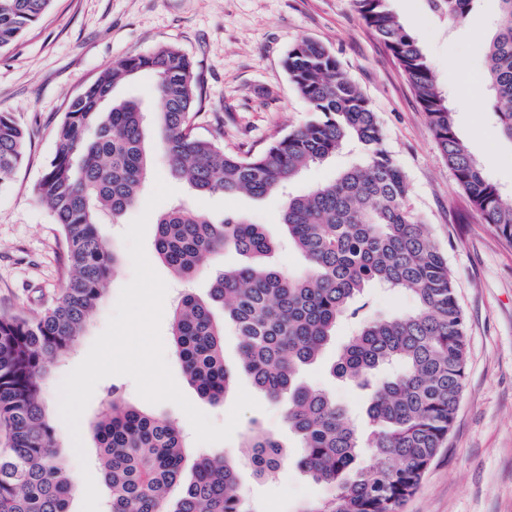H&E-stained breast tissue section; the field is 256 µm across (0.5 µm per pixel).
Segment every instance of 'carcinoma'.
Returning <instances> with one entry per match:
<instances>
[{"instance_id":"carcinoma-1","label":"carcinoma","mask_w":512,"mask_h":512,"mask_svg":"<svg viewBox=\"0 0 512 512\" xmlns=\"http://www.w3.org/2000/svg\"><path fill=\"white\" fill-rule=\"evenodd\" d=\"M480 0H427L430 12L464 23ZM497 23L479 39L488 62L497 129L512 144V0H494ZM371 32L397 60L425 112L435 144L485 223L512 242L506 201L457 134L450 99L430 60L392 12L389 0H351ZM52 0H0V49L37 22ZM283 67L306 101L310 119L258 154L224 147L221 132H195L206 94L190 58L173 45L112 64L70 102L58 149L38 195L66 243L67 282L36 319L0 315V512H70L75 485L57 452L42 400L48 364L71 351L103 299L117 255L98 232L106 216L121 221L135 204L149 161L144 112L113 91L148 74L160 109L154 120L170 175L203 194L263 198L283 191L302 171L349 144L361 158L325 184L290 197L282 224L306 264L296 274L254 264L220 273L209 300L185 293L172 317V338L189 383L211 403L243 374L271 401L300 443L298 468L327 485L326 498L299 512H400L448 440L466 380V319L447 255L407 207L410 184L385 146L376 112L321 43L303 39ZM26 148L23 129L0 113V184ZM228 248L248 258L271 252L264 228L239 213L219 220L183 208L158 217L154 249L182 280L201 261ZM372 287L412 296L414 309L388 317L362 315ZM224 307V323L212 308ZM351 320L355 328L330 367L332 376L366 394L353 418L328 389L298 382ZM238 336L240 364H224V327ZM109 491L108 512H256L239 491L238 462L200 454L187 466L186 438L167 420L107 401L91 425ZM242 458L270 479L288 460L272 434L251 427ZM191 476H186V468ZM178 488L179 496L169 499Z\"/></svg>"}]
</instances>
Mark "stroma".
<instances>
[{"mask_svg":"<svg viewBox=\"0 0 512 512\" xmlns=\"http://www.w3.org/2000/svg\"><path fill=\"white\" fill-rule=\"evenodd\" d=\"M405 29L429 58L437 81L451 94L456 130L468 143L487 177L512 195V146L496 135L494 100L484 85L485 61L477 42L493 26L492 0H479L468 21L451 28L428 10L426 0H391ZM330 49L370 102L385 142L411 186L409 208L425 224L448 255V268L466 316L469 337L465 387L446 448L431 464L402 512H512V243L484 223L457 185L438 151L425 113L397 61L367 29L350 0H54L51 9L12 45L0 50V112L9 113L26 133V151L12 179L0 186V314L36 315L61 292L68 270L59 224L37 196L38 184L57 151V130L67 106L113 62L146 54L162 44L179 47L204 81L207 116L197 131L214 132V119L224 123V144L254 153L273 138L303 125L308 106L297 94L282 66L301 39ZM152 168L139 203L126 214L136 218L156 182L171 184L174 196L158 205L201 211L213 218L236 212L264 225L279 246L266 265L286 273L303 265L288 245L280 222L285 199L270 195H202L188 183L171 179L163 144L153 125H145ZM357 160L347 147L327 161L305 168L292 185L299 194L333 179ZM123 225H100L120 261L105 297L90 317L75 348L49 366L43 402L59 452L72 477L81 474L72 438L58 411V386L86 356L104 330L119 293L133 276L121 238ZM147 259L165 281L160 332L172 375L185 396L218 424L224 423L239 390L259 403L244 412L230 441L198 444V453L239 458L244 432L259 426L275 434L289 454L298 442L288 431L285 407L268 402L247 376L223 401L212 404L188 382L172 343L171 322L179 292L189 289L208 299L214 278L244 259L227 251L207 259L189 284H182L161 262L153 247ZM335 346L307 367L304 381L332 389L339 401L360 409L361 393L334 381L330 365ZM119 399L172 420L185 435L193 430L175 404H153L138 395L134 381L111 376L100 381L83 414L80 429L92 475H99L90 424L108 400ZM241 490L256 512H300L322 498L326 489L286 462L270 481L254 477L250 467L239 472Z\"/></svg>","mask_w":512,"mask_h":512,"instance_id":"obj_1","label":"stroma"}]
</instances>
